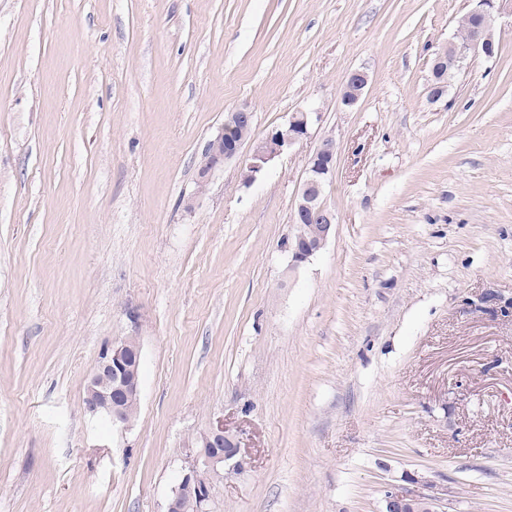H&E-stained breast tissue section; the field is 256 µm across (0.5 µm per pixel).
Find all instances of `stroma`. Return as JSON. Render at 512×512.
Here are the masks:
<instances>
[{"label":"stroma","mask_w":512,"mask_h":512,"mask_svg":"<svg viewBox=\"0 0 512 512\" xmlns=\"http://www.w3.org/2000/svg\"><path fill=\"white\" fill-rule=\"evenodd\" d=\"M468 0H0V512H164L216 420L213 512H383L425 476L512 512V0L428 97ZM365 69L354 107L347 74ZM309 138L250 185L197 169L225 113ZM336 232L291 267L310 154ZM123 336L137 415L83 412ZM368 84V75L365 71L356 69L350 71L345 79L341 94V103L345 107H352L361 98Z\"/></svg>","instance_id":"stroma-1"}]
</instances>
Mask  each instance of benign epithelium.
I'll return each mask as SVG.
<instances>
[{
    "label": "benign epithelium",
    "instance_id": "7a95c632",
    "mask_svg": "<svg viewBox=\"0 0 512 512\" xmlns=\"http://www.w3.org/2000/svg\"><path fill=\"white\" fill-rule=\"evenodd\" d=\"M474 6L466 13L476 17L480 25L465 41H454L434 53L432 59L433 83L430 97L439 99L448 89L450 78L462 71L470 55L495 54V29L501 13L500 0H473ZM368 84L365 71H350L345 79L341 103L346 107L357 104ZM319 113L297 110L268 134L251 142L250 151L242 168V181L249 184L275 158L300 144L318 120ZM252 119L248 107L228 112L216 134L209 140L198 169L197 188L186 207L192 208L194 199L206 191L212 172L240 156L245 141L238 138L237 129ZM336 167V144L325 139L309 159L306 177L299 189L294 212V223L307 227V232L296 233L287 240L285 248L291 255V265L297 267L320 252L336 231L335 214L322 200L323 186ZM141 348L138 340L127 336L112 342L102 352L91 371L83 399L84 412L117 427H127L133 421L130 409L138 406L141 377ZM238 440L224 429L218 420L208 429L196 434L187 455L188 466L180 482L166 503V512H210L209 484L212 477L228 471H238ZM412 482L428 492H416L392 484L386 490L385 512H445V490L424 477Z\"/></svg>",
    "mask_w": 512,
    "mask_h": 512
}]
</instances>
